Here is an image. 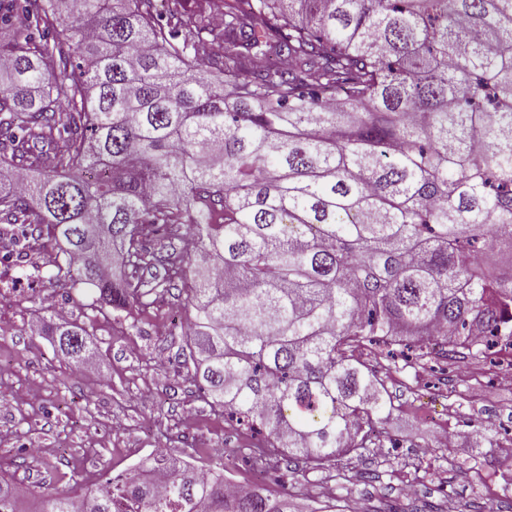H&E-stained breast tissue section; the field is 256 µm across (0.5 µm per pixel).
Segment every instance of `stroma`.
I'll list each match as a JSON object with an SVG mask.
<instances>
[{"instance_id": "obj_1", "label": "stroma", "mask_w": 512, "mask_h": 512, "mask_svg": "<svg viewBox=\"0 0 512 512\" xmlns=\"http://www.w3.org/2000/svg\"><path fill=\"white\" fill-rule=\"evenodd\" d=\"M0 239V473L12 478L22 512L73 483L96 484L163 448L198 466L253 482L251 433L211 408L186 378L185 339L166 331L177 295H164L139 320L115 318L81 290L52 289L20 278ZM63 321L90 333L97 372L59 361L54 339L40 332L44 297ZM500 362L433 352L425 364L391 372L395 409L384 428L385 452L347 456L338 466L309 468L282 456L269 475L293 512L357 501L361 512H512V382ZM485 430L499 449L475 438Z\"/></svg>"}]
</instances>
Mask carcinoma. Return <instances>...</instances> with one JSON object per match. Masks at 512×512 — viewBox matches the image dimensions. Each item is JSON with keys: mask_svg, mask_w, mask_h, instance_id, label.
I'll list each match as a JSON object with an SVG mask.
<instances>
[{"mask_svg": "<svg viewBox=\"0 0 512 512\" xmlns=\"http://www.w3.org/2000/svg\"><path fill=\"white\" fill-rule=\"evenodd\" d=\"M2 27L0 167L27 174L0 224L64 243L18 268L117 316L181 292L186 377L259 456L384 447L361 349L512 338V0H0ZM229 485L159 452L40 512H288Z\"/></svg>", "mask_w": 512, "mask_h": 512, "instance_id": "obj_1", "label": "carcinoma"}]
</instances>
